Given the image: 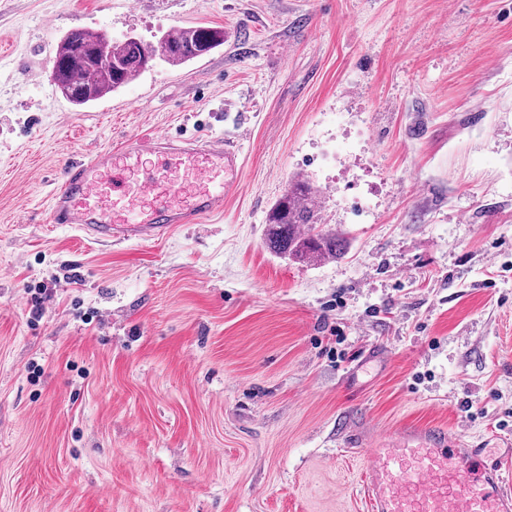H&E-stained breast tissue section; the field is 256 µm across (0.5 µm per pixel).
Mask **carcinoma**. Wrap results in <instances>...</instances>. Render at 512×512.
<instances>
[{
	"label": "carcinoma",
	"instance_id": "cac0c4a2",
	"mask_svg": "<svg viewBox=\"0 0 512 512\" xmlns=\"http://www.w3.org/2000/svg\"><path fill=\"white\" fill-rule=\"evenodd\" d=\"M110 42L104 33L74 31L55 50L51 82L59 93L76 106L97 101L127 85L145 71L157 57L183 64L209 53L224 42V31L191 28L169 35L158 45L135 38L112 44V67L96 56L98 48ZM321 223L315 191L303 180L294 181L288 192L270 209L264 243L276 256L302 263L344 254V244L335 234L312 230ZM308 227L311 233L302 231Z\"/></svg>",
	"mask_w": 512,
	"mask_h": 512
}]
</instances>
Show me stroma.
<instances>
[{
    "label": "stroma",
    "instance_id": "stroma-1",
    "mask_svg": "<svg viewBox=\"0 0 512 512\" xmlns=\"http://www.w3.org/2000/svg\"><path fill=\"white\" fill-rule=\"evenodd\" d=\"M199 27L85 106L46 76ZM197 131L239 139L223 214L47 223L68 161ZM297 179L343 256L265 248ZM412 423L512 442V0H0V512H369L346 435ZM223 42V30L214 28L186 29L176 36L168 35L157 46L135 38L113 43L104 33L74 31L57 45L51 82L56 92L74 105L83 106L127 85L156 57L183 64L209 53ZM106 43L112 44L104 53V59L112 62V69L96 56L97 49ZM65 91L71 94L66 96Z\"/></svg>",
    "mask_w": 512,
    "mask_h": 512
}]
</instances>
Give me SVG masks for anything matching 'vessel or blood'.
<instances>
[{"mask_svg":"<svg viewBox=\"0 0 512 512\" xmlns=\"http://www.w3.org/2000/svg\"><path fill=\"white\" fill-rule=\"evenodd\" d=\"M243 167L239 141L218 136L132 137L69 161L49 221L96 242L155 240L224 209ZM368 451L370 512H512V447L468 443L438 425H409Z\"/></svg>","mask_w":512,"mask_h":512,"instance_id":"b4317fda","label":"vessel or blood"}]
</instances>
